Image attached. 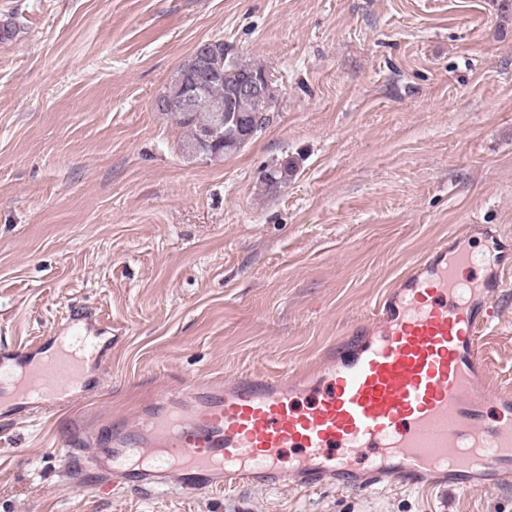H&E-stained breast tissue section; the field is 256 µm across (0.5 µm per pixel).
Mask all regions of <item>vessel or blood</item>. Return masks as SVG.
Segmentation results:
<instances>
[{"mask_svg":"<svg viewBox=\"0 0 512 512\" xmlns=\"http://www.w3.org/2000/svg\"><path fill=\"white\" fill-rule=\"evenodd\" d=\"M474 225L411 263L334 362L290 378L239 375L165 391L135 424L112 426L85 462L110 492L238 488L299 492L512 482V393L490 392L481 338L501 316L512 259L459 248ZM71 317L56 350L0 357V390L44 413L74 401L97 337Z\"/></svg>","mask_w":512,"mask_h":512,"instance_id":"obj_1","label":"vessel or blood"}]
</instances>
